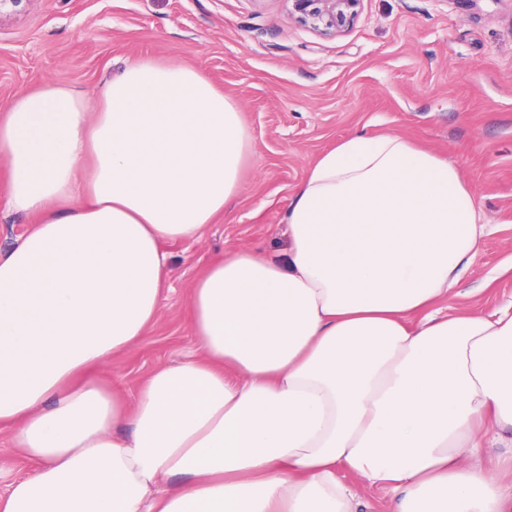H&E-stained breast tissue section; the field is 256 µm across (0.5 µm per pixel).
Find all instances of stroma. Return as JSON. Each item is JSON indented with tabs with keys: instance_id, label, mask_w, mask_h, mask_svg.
Listing matches in <instances>:
<instances>
[{
	"instance_id": "1",
	"label": "stroma",
	"mask_w": 512,
	"mask_h": 512,
	"mask_svg": "<svg viewBox=\"0 0 512 512\" xmlns=\"http://www.w3.org/2000/svg\"><path fill=\"white\" fill-rule=\"evenodd\" d=\"M143 58L198 69L239 108L253 149L240 190L201 236L168 246L158 316L134 348L93 370L126 401L155 368L192 351L186 309L207 262L232 248L285 260L292 198L327 150L359 132L401 136L453 163L490 232L433 308L512 299V0H360L341 34L289 16L282 0H23L0 18V102L46 83L96 103ZM0 160V254L37 218L12 210ZM0 432V497L29 470Z\"/></svg>"
}]
</instances>
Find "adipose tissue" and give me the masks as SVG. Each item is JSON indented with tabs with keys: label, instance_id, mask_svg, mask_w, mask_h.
Returning <instances> with one entry per match:
<instances>
[{
	"label": "adipose tissue",
	"instance_id": "1",
	"mask_svg": "<svg viewBox=\"0 0 512 512\" xmlns=\"http://www.w3.org/2000/svg\"><path fill=\"white\" fill-rule=\"evenodd\" d=\"M252 148L208 78L153 59L93 107L53 83L0 106L8 202L38 217L0 256V426L33 465L0 512H357L341 468L388 490L389 512H512L463 462L512 432V299L433 311L487 226L456 166L397 135L310 167L286 264L207 263L195 353L133 405L92 377L146 336L165 244L223 214Z\"/></svg>",
	"mask_w": 512,
	"mask_h": 512
}]
</instances>
